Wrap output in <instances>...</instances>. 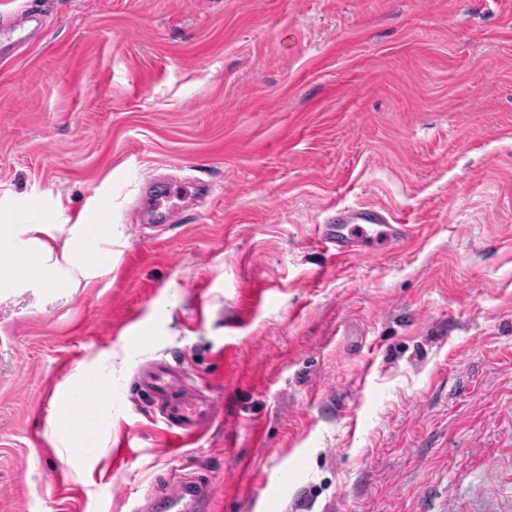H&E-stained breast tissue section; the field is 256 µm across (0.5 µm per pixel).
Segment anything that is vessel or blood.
<instances>
[{
    "label": "vessel or blood",
    "mask_w": 512,
    "mask_h": 512,
    "mask_svg": "<svg viewBox=\"0 0 512 512\" xmlns=\"http://www.w3.org/2000/svg\"><path fill=\"white\" fill-rule=\"evenodd\" d=\"M40 27L36 15L11 14L6 24L0 26V56L16 52ZM171 197L168 189L149 197L147 207L153 222L170 223ZM407 232V225L396 223L384 209L347 207L337 213L332 223L321 225L319 241L337 259L366 260L377 251L392 247ZM135 389L153 401L160 420L176 436L202 434L215 418L213 398L190 383L180 363L165 359L148 362L137 373ZM163 497L172 506L187 505L193 512H199L208 490L200 479L180 476L167 480Z\"/></svg>",
    "instance_id": "obj_1"
}]
</instances>
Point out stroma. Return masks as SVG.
<instances>
[{
  "label": "stroma",
  "instance_id": "35a3bbf8",
  "mask_svg": "<svg viewBox=\"0 0 512 512\" xmlns=\"http://www.w3.org/2000/svg\"><path fill=\"white\" fill-rule=\"evenodd\" d=\"M29 3L41 33L0 58V260L51 224L54 273L0 274V512H129L187 472L203 512H512V0L0 13ZM157 176L212 195L146 228ZM95 193L109 207L73 226ZM364 205L410 238L336 260L319 226ZM75 235L104 261L73 262ZM154 359L217 408L175 456L131 389ZM75 378L108 410L56 448ZM89 432L80 422L76 425L67 421L66 416L57 414L51 423V435L59 448H74L79 437H86Z\"/></svg>",
  "mask_w": 512,
  "mask_h": 512
}]
</instances>
